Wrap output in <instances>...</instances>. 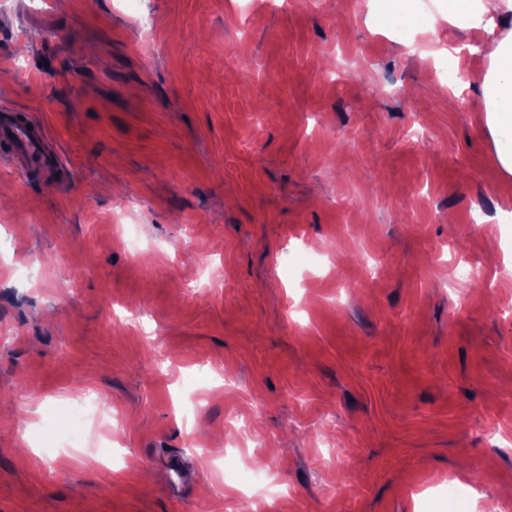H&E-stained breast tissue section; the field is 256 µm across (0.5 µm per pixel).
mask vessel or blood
Segmentation results:
<instances>
[{"label":"vessel or blood","instance_id":"obj_1","mask_svg":"<svg viewBox=\"0 0 512 512\" xmlns=\"http://www.w3.org/2000/svg\"><path fill=\"white\" fill-rule=\"evenodd\" d=\"M0 142L11 146L9 154L0 156V165L12 166L16 158H23L32 170L53 168L57 155L47 142V133L40 121L31 115H19L9 107H0Z\"/></svg>","mask_w":512,"mask_h":512}]
</instances>
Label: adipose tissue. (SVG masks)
<instances>
[{
    "label": "adipose tissue",
    "instance_id": "ef3b65f1",
    "mask_svg": "<svg viewBox=\"0 0 512 512\" xmlns=\"http://www.w3.org/2000/svg\"><path fill=\"white\" fill-rule=\"evenodd\" d=\"M448 28L466 33V47L483 56L476 77L498 160L512 174V0H446Z\"/></svg>",
    "mask_w": 512,
    "mask_h": 512
}]
</instances>
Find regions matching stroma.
<instances>
[{
  "label": "stroma",
  "instance_id": "stroma-1",
  "mask_svg": "<svg viewBox=\"0 0 512 512\" xmlns=\"http://www.w3.org/2000/svg\"><path fill=\"white\" fill-rule=\"evenodd\" d=\"M381 9L0 0V104L60 157L0 168V512H250L215 455L234 439L263 512H426L463 477L485 489L465 512H512V174L484 61L449 101ZM87 392L119 442L71 427Z\"/></svg>",
  "mask_w": 512,
  "mask_h": 512
}]
</instances>
